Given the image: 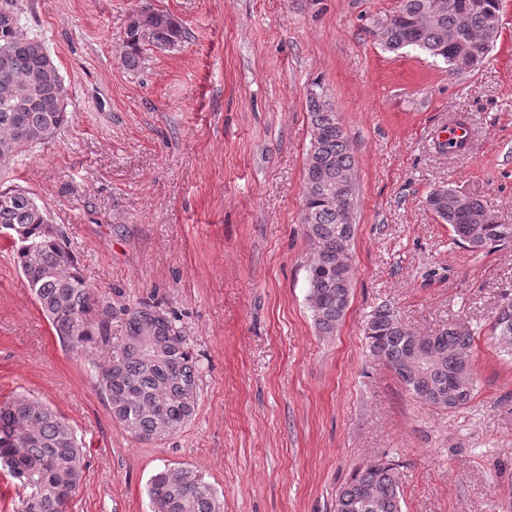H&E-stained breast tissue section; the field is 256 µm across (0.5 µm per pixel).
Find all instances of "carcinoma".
<instances>
[{
	"instance_id": "1",
	"label": "carcinoma",
	"mask_w": 512,
	"mask_h": 512,
	"mask_svg": "<svg viewBox=\"0 0 512 512\" xmlns=\"http://www.w3.org/2000/svg\"><path fill=\"white\" fill-rule=\"evenodd\" d=\"M501 0H398L376 32L390 52L411 48L442 62L448 74L465 72L463 57L482 62L499 37ZM123 42L127 65L148 47L182 42L186 31L169 14L142 6L128 17ZM46 42L26 33L13 0H0V160L7 165L30 149L54 141L68 122V95ZM312 134L306 159L302 224L313 252L308 270V304L316 331L332 336L349 306L353 268L349 262L355 224L345 223V201L325 194V186L349 180L357 199L350 141L336 130L338 117L324 91L308 97ZM443 187L431 212L451 231H474L481 251L506 242L503 228L474 197ZM0 228L13 231L14 262L40 312L71 350L111 345L112 304L94 297L60 229L32 194L20 187L0 191ZM125 334L115 354L97 366V384L112 419L141 442L162 441L196 413L200 367L169 312L150 305L123 309ZM499 345L512 349V299L504 302L492 326ZM473 328L451 320L433 334L417 337L396 311L384 304L364 325L372 357L395 371L399 382L420 401L448 412L468 405L476 381L471 368ZM427 364L416 366V341ZM0 465L24 496L19 512H66L86 468L73 428L58 413L25 394L0 400ZM398 465L370 460L357 467L338 490L334 512H402ZM150 512H224V502L199 471L166 468L148 488Z\"/></svg>"
}]
</instances>
